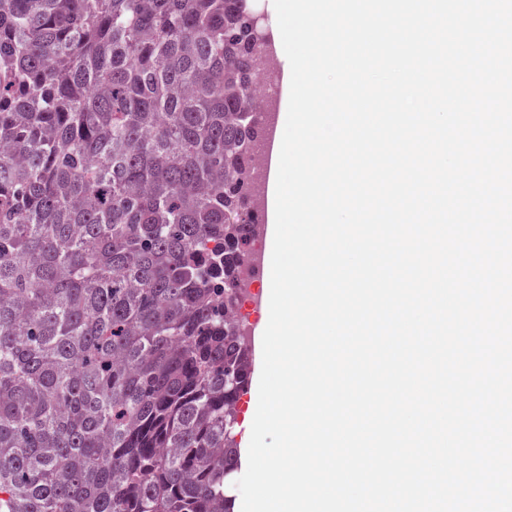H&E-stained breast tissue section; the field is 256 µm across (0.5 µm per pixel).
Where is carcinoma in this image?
I'll return each mask as SVG.
<instances>
[{
  "label": "carcinoma",
  "mask_w": 512,
  "mask_h": 512,
  "mask_svg": "<svg viewBox=\"0 0 512 512\" xmlns=\"http://www.w3.org/2000/svg\"><path fill=\"white\" fill-rule=\"evenodd\" d=\"M255 0H0V505L232 512Z\"/></svg>",
  "instance_id": "1"
}]
</instances>
